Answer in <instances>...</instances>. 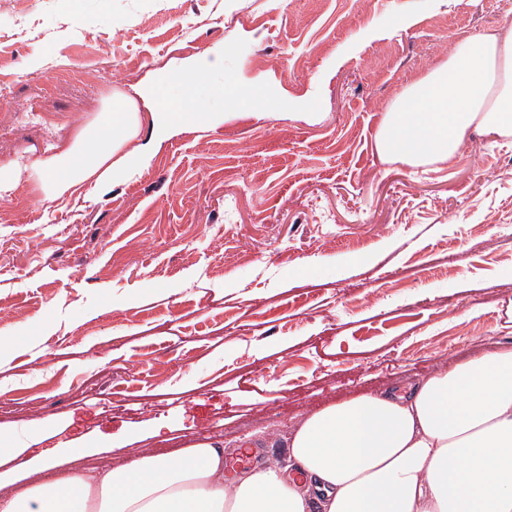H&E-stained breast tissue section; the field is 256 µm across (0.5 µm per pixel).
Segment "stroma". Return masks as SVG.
<instances>
[{"label":"stroma","instance_id":"stroma-1","mask_svg":"<svg viewBox=\"0 0 512 512\" xmlns=\"http://www.w3.org/2000/svg\"><path fill=\"white\" fill-rule=\"evenodd\" d=\"M512 28V0H0V169L47 158L100 113L223 66L245 100L131 179L0 198V480L108 444L120 468L209 440L286 459L306 414L404 391L512 348V137L452 162L383 157L389 105L455 41ZM279 433L256 449L247 435Z\"/></svg>","mask_w":512,"mask_h":512}]
</instances>
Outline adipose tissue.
Wrapping results in <instances>:
<instances>
[{
	"mask_svg": "<svg viewBox=\"0 0 512 512\" xmlns=\"http://www.w3.org/2000/svg\"><path fill=\"white\" fill-rule=\"evenodd\" d=\"M185 94L159 102L149 139L135 110L105 113L94 146H60L25 166L51 199L130 175L184 122L213 86L196 70ZM512 136V30L460 40L448 61L389 107L382 155L418 162L456 157L469 132ZM287 463L266 459L224 477L223 444L143 456L112 469L83 466L12 486L0 512H512V349L495 350L420 380L406 392L362 395L306 415L284 440Z\"/></svg>",
	"mask_w": 512,
	"mask_h": 512,
	"instance_id": "obj_1",
	"label": "adipose tissue"
}]
</instances>
